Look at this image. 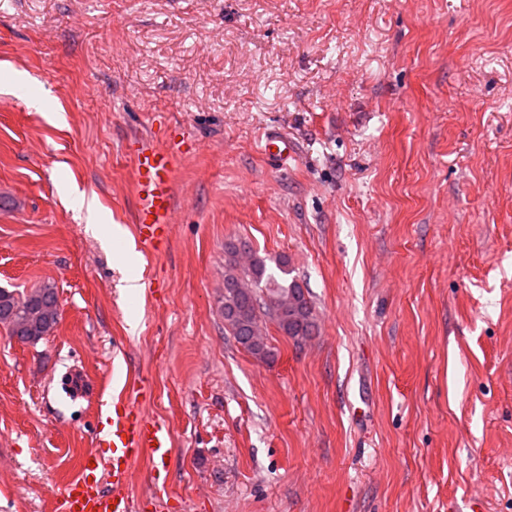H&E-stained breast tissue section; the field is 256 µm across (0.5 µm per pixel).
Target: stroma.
Listing matches in <instances>:
<instances>
[{
  "label": "stroma",
  "instance_id": "35a3bbf8",
  "mask_svg": "<svg viewBox=\"0 0 512 512\" xmlns=\"http://www.w3.org/2000/svg\"><path fill=\"white\" fill-rule=\"evenodd\" d=\"M139 138L194 150L120 264L76 197L134 232ZM237 239L316 316L266 362L224 330ZM46 283L49 336L0 326V512H54L140 380L167 512H512V0H0V286ZM272 149H275V152H272ZM260 150L265 155L278 159L282 164H287L297 157L299 148L296 142L287 136L266 135L260 141Z\"/></svg>",
  "mask_w": 512,
  "mask_h": 512
}]
</instances>
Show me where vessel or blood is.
Wrapping results in <instances>:
<instances>
[{
  "mask_svg": "<svg viewBox=\"0 0 512 512\" xmlns=\"http://www.w3.org/2000/svg\"><path fill=\"white\" fill-rule=\"evenodd\" d=\"M264 154L288 162L298 155L296 142L281 135L264 137ZM187 154L181 143L167 145L141 141L133 151V170L138 194L136 235L143 248L160 251L168 243L175 209V176L182 157ZM140 398L132 394L114 400L102 417L97 434L111 450L109 458L83 455L80 473L67 481L56 500V512H162V489H154L149 500L135 497L130 489L132 469L140 460H148L153 472L166 470L172 447L171 431L162 418L139 408Z\"/></svg>",
  "mask_w": 512,
  "mask_h": 512,
  "instance_id": "1",
  "label": "vessel or blood"
}]
</instances>
